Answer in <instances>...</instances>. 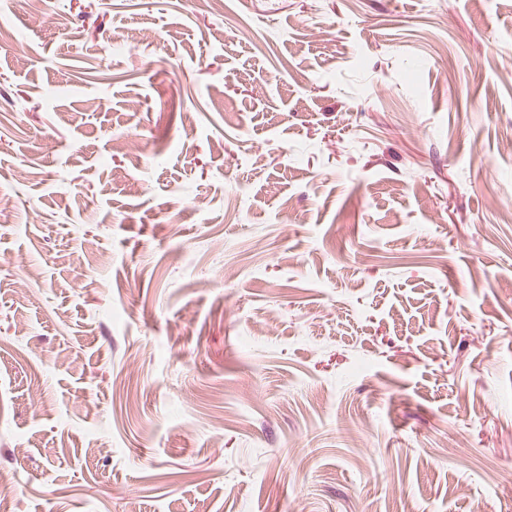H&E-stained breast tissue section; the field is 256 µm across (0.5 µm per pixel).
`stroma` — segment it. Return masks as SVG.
I'll return each instance as SVG.
<instances>
[{"label": "stroma", "mask_w": 512, "mask_h": 512, "mask_svg": "<svg viewBox=\"0 0 512 512\" xmlns=\"http://www.w3.org/2000/svg\"><path fill=\"white\" fill-rule=\"evenodd\" d=\"M16 512H512V0H0Z\"/></svg>", "instance_id": "35a3bbf8"}]
</instances>
